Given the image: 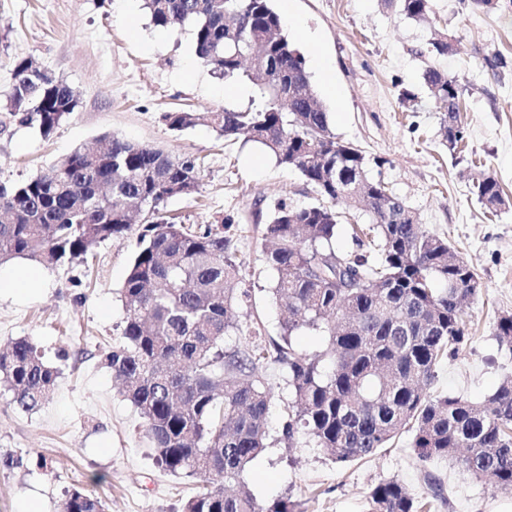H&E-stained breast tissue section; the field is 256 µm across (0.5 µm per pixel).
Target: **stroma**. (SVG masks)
Wrapping results in <instances>:
<instances>
[{
	"instance_id": "1",
	"label": "stroma",
	"mask_w": 512,
	"mask_h": 512,
	"mask_svg": "<svg viewBox=\"0 0 512 512\" xmlns=\"http://www.w3.org/2000/svg\"><path fill=\"white\" fill-rule=\"evenodd\" d=\"M283 22L308 61L332 131L368 157L385 158L372 175L473 268L480 289L465 309L473 338L438 368L431 391L483 399L512 375V353L494 335L497 319L512 315V209L487 214L469 192L467 172L471 162L483 163L512 196V0L488 12L468 0H433L424 22L399 15L386 0H292ZM305 28L315 42L304 41ZM438 30L456 35L455 55L426 53ZM316 55L330 61L329 76L316 70ZM496 55L507 65L495 74L485 61ZM21 59L68 84L77 108L47 138L16 121L0 129V185L25 181L108 134L196 159L198 191L168 199L165 209L180 224L233 225L245 260L237 288L250 295L241 325H260L266 338H277L282 314L261 230L277 201L313 204L314 189L244 137L225 138L204 124L175 134L162 121L178 110L247 107L253 87L225 95L223 77L195 55L192 28L155 27L142 0H0V105ZM431 66L464 87L466 133L454 154L423 83ZM328 82L333 92L325 91ZM406 90L415 96L408 109L400 103ZM136 251L132 231L98 243L86 259L44 268L46 284L35 296L0 288V347L31 337L59 371L49 403L29 413L0 389V512H25L33 503L58 512L67 493L81 487L105 500L107 512H180L191 494V482L155 465L143 420L118 394L104 362L122 336L121 288ZM261 372L273 392L271 443L243 472L260 503L288 497L303 512H365L370 489L385 480L400 481L415 498L430 497V472L443 484L434 512H512V491L475 479L451 457L419 461L406 433L346 464L303 442L284 447L286 373L274 363Z\"/></svg>"
}]
</instances>
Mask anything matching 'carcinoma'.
Instances as JSON below:
<instances>
[{
	"instance_id": "carcinoma-1",
	"label": "carcinoma",
	"mask_w": 512,
	"mask_h": 512,
	"mask_svg": "<svg viewBox=\"0 0 512 512\" xmlns=\"http://www.w3.org/2000/svg\"><path fill=\"white\" fill-rule=\"evenodd\" d=\"M387 3L415 21L432 11L431 0ZM144 8L157 27L191 24L196 57L226 79L251 83L261 98L220 112H166V127L180 132L206 122L224 137L245 133L322 199L304 207L279 201L269 213L265 261L288 318L277 340H262L255 325L251 340L231 346L226 338L241 331L239 308L248 299L233 288L244 260L232 225L194 228L164 210L182 187L198 189L195 160L104 136L94 150L77 149L18 185L0 186V264L81 260L142 216L121 288L123 333L106 360L144 420L157 466L196 485L181 512H298L288 498L260 504L241 480L268 445L272 393L260 372L268 360L288 375L286 447L303 441L349 463L407 429L419 460L462 448L465 470L492 487L512 488V376L477 402L429 392L437 367L469 340L462 305L476 294L468 287L476 275L447 239L370 175L383 161L333 133L271 0H144ZM455 45L443 33L428 52L446 56ZM423 80L453 153L465 137L463 87L434 67ZM76 106L71 88L44 70L17 84L3 109L47 138ZM470 180V193L487 211L512 207L492 175L476 170ZM338 205L371 218L352 228L358 250L344 255L336 250ZM338 258L352 278L337 276ZM301 330L326 337V348L300 351L293 336ZM495 336L512 351V317L497 320ZM57 378L30 338L0 350V385L24 412L48 399ZM61 512H105V503L75 488ZM366 512L425 510L399 481L388 480L371 489Z\"/></svg>"
}]
</instances>
